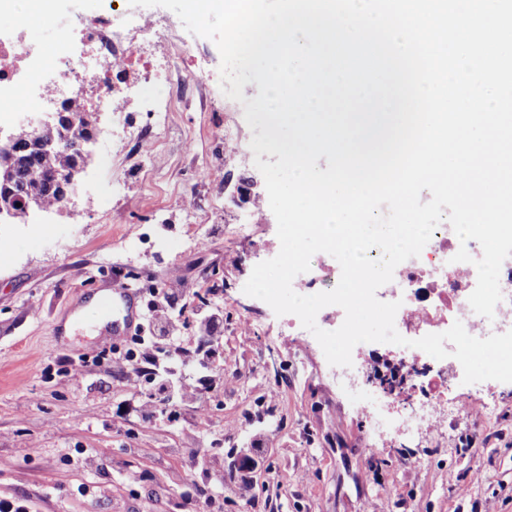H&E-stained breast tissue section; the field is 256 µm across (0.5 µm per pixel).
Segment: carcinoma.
<instances>
[{"label": "carcinoma", "instance_id": "1", "mask_svg": "<svg viewBox=\"0 0 512 512\" xmlns=\"http://www.w3.org/2000/svg\"><path fill=\"white\" fill-rule=\"evenodd\" d=\"M14 134V179L6 185L0 183V199L5 202L17 204L32 197L40 208H53L65 200L61 179L93 164L94 156L87 148L78 151L63 143L49 153L35 154L27 150L28 129L18 127Z\"/></svg>", "mask_w": 512, "mask_h": 512}]
</instances>
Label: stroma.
<instances>
[{"instance_id":"35a3bbf8","label":"stroma","mask_w":512,"mask_h":512,"mask_svg":"<svg viewBox=\"0 0 512 512\" xmlns=\"http://www.w3.org/2000/svg\"><path fill=\"white\" fill-rule=\"evenodd\" d=\"M20 6L32 18L25 41L50 61L62 26L112 2L58 0L49 16L36 0ZM167 51L192 83L146 152L128 151L100 113L91 148L104 163L80 175L67 209L0 219L11 243L0 263V498L27 512H185L201 495L215 512H512V383L449 380V397L466 396L470 413L449 412L441 430L378 429L312 333L244 293L251 264L280 249L273 213L238 233L250 207L224 192L249 180L266 191L253 132L241 103L224 97L213 40ZM230 122L245 147L235 168L219 161ZM130 270L159 289L188 282L171 346L202 336L198 311L221 316V357L196 371L207 417L178 397L143 417L150 385L94 364L114 339L86 310L84 286ZM74 304L84 323L68 331ZM61 356L87 359L78 379L61 373ZM483 403L495 411L479 415ZM173 409L180 420H169ZM256 440L268 453L255 458L245 499L229 457L251 454Z\"/></svg>"}]
</instances>
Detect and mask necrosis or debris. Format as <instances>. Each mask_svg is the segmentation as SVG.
Masks as SVG:
<instances>
[{
    "mask_svg": "<svg viewBox=\"0 0 512 512\" xmlns=\"http://www.w3.org/2000/svg\"><path fill=\"white\" fill-rule=\"evenodd\" d=\"M11 25L0 26V123H13L17 110L38 119L50 112L70 111L73 102H86L87 90H95L96 108L111 113L121 125L130 144L142 141L147 129L128 123L125 99L128 89L120 74L143 46L157 45L173 28L157 15L124 20L120 16L96 17L80 24L79 35L62 30L58 53L45 61L40 49L26 44L22 34L29 23L26 15L12 11ZM81 38L87 50L75 52L74 38ZM467 247L477 257L482 248L477 241L460 244L449 223L440 224L418 257L399 264L389 284L392 300L400 307L395 327L406 339L447 331L461 322L475 337L485 338L512 330V257L500 270L503 298L493 318L475 313L468 298L477 283L476 268H464L454 259L459 247ZM443 370L431 380L420 411L399 421L398 428L409 431L436 419L448 404V372L459 369L452 357L443 359Z\"/></svg>",
    "mask_w": 512,
    "mask_h": 512,
    "instance_id": "obj_1",
    "label": "necrosis or debris"
}]
</instances>
